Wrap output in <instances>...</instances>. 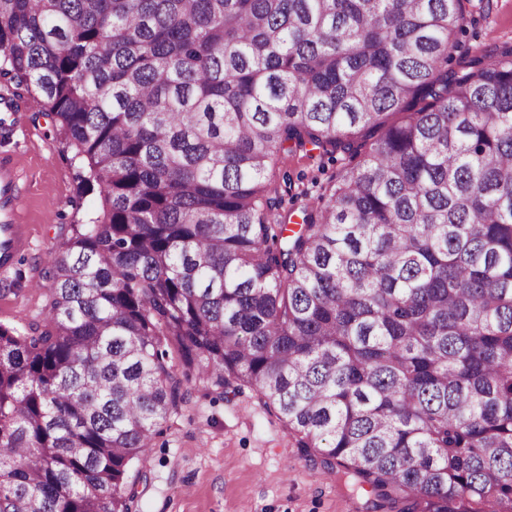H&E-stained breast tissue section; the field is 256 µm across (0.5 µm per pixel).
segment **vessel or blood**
<instances>
[{
	"instance_id": "obj_1",
	"label": "vessel or blood",
	"mask_w": 512,
	"mask_h": 512,
	"mask_svg": "<svg viewBox=\"0 0 512 512\" xmlns=\"http://www.w3.org/2000/svg\"><path fill=\"white\" fill-rule=\"evenodd\" d=\"M22 174L10 152L0 150V275L15 269L30 247L21 219Z\"/></svg>"
}]
</instances>
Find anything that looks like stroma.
I'll use <instances>...</instances> for the list:
<instances>
[{"instance_id":"stroma-1","label":"stroma","mask_w":512,"mask_h":512,"mask_svg":"<svg viewBox=\"0 0 512 512\" xmlns=\"http://www.w3.org/2000/svg\"><path fill=\"white\" fill-rule=\"evenodd\" d=\"M504 41H512V0H491L489 14L468 26L448 66ZM0 99L13 106L0 125V149L13 153L23 174L21 217L32 240L17 268L0 280V323L19 328L41 314L44 292L33 283L53 257L59 226L87 222L100 197L98 189L79 187L73 153L36 95L0 89ZM337 168L331 161L319 166L286 157L281 169L291 183L280 193L288 201L304 190L308 202H316L320 185ZM189 388V403L152 441L148 480L137 486L140 512H361V495L321 470L301 463L296 473H284L292 440L251 393L228 402L207 395L202 381L191 380Z\"/></svg>"}]
</instances>
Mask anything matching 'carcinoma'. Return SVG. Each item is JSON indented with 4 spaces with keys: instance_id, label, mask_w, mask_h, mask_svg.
Wrapping results in <instances>:
<instances>
[{
    "instance_id": "carcinoma-1",
    "label": "carcinoma",
    "mask_w": 512,
    "mask_h": 512,
    "mask_svg": "<svg viewBox=\"0 0 512 512\" xmlns=\"http://www.w3.org/2000/svg\"><path fill=\"white\" fill-rule=\"evenodd\" d=\"M474 9L0 0V84L100 195L0 324V512H136L193 376L363 512H512V42L448 70ZM297 151L341 165L295 230Z\"/></svg>"
}]
</instances>
